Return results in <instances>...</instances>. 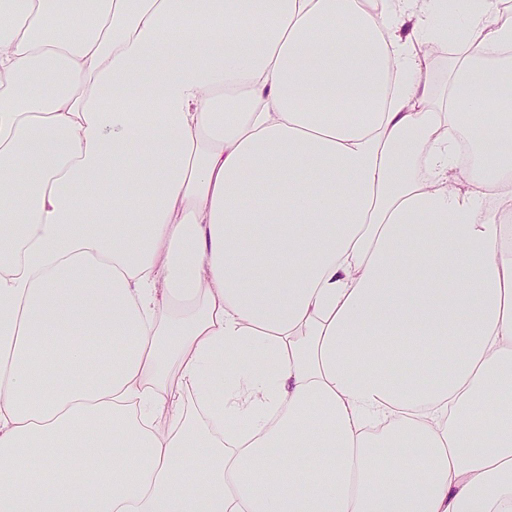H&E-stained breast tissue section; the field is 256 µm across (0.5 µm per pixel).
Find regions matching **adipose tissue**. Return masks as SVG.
<instances>
[{
	"label": "adipose tissue",
	"mask_w": 512,
	"mask_h": 512,
	"mask_svg": "<svg viewBox=\"0 0 512 512\" xmlns=\"http://www.w3.org/2000/svg\"><path fill=\"white\" fill-rule=\"evenodd\" d=\"M501 4L0 0V512H512ZM440 51L442 53L436 55L434 61L431 60L428 78L433 88L435 98L441 103H444L448 98V76L451 71V64L456 50L450 51L447 48Z\"/></svg>",
	"instance_id": "adipose-tissue-1"
}]
</instances>
